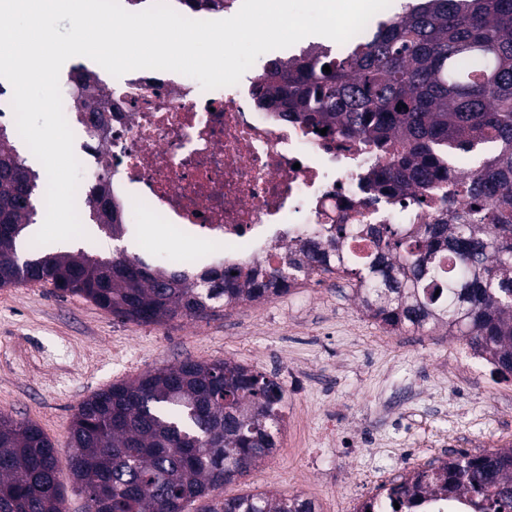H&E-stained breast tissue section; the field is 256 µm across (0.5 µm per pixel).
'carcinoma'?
I'll list each match as a JSON object with an SVG mask.
<instances>
[{
    "mask_svg": "<svg viewBox=\"0 0 512 512\" xmlns=\"http://www.w3.org/2000/svg\"><path fill=\"white\" fill-rule=\"evenodd\" d=\"M329 66L331 72L323 71ZM259 102L276 118L336 130L392 158L366 177L377 195L435 203V224H333L272 266L232 277L153 268L124 250L48 252L31 243L45 182L0 126V288L43 281L132 323L206 318L271 300L298 280L342 271L365 314L397 331L459 334L512 375V0H420L372 36L332 51L315 45L267 65ZM467 156L473 167L457 166ZM112 239L117 208L89 212ZM364 242L367 251L352 249ZM34 263L24 266L21 247ZM285 390L229 360L183 361L116 383L73 415L69 471L88 512H185L277 448ZM469 495L477 512H512V446L460 452L412 470L362 512H403L422 493ZM54 446L35 424L0 414V512H62ZM399 508H394V504ZM208 512H315L299 495L247 494Z\"/></svg>",
    "mask_w": 512,
    "mask_h": 512,
    "instance_id": "obj_1",
    "label": "carcinoma"
}]
</instances>
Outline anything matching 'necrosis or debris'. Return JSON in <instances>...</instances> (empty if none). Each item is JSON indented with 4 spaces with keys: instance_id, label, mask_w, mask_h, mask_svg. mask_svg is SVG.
Returning <instances> with one entry per match:
<instances>
[{
    "instance_id": "obj_1",
    "label": "necrosis or debris",
    "mask_w": 512,
    "mask_h": 512,
    "mask_svg": "<svg viewBox=\"0 0 512 512\" xmlns=\"http://www.w3.org/2000/svg\"><path fill=\"white\" fill-rule=\"evenodd\" d=\"M265 65L258 60L238 84L206 90L177 72L139 69L116 78L75 57L68 81L90 74L99 89L86 108L62 97L82 166L77 207L95 205L101 183L122 222L147 216L194 230L201 249L183 257L191 273L276 263L273 242L292 243L303 224L320 232L343 222L438 220L435 207L366 191L363 176L388 158L356 141L341 144L332 131L274 122L254 95Z\"/></svg>"
}]
</instances>
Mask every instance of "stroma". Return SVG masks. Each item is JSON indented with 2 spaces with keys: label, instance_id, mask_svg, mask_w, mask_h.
<instances>
[{
  "label": "stroma",
  "instance_id": "obj_1",
  "mask_svg": "<svg viewBox=\"0 0 512 512\" xmlns=\"http://www.w3.org/2000/svg\"><path fill=\"white\" fill-rule=\"evenodd\" d=\"M83 226L75 246L93 253L170 249L169 236L147 225L118 242L92 221ZM467 352L458 335L384 329L362 311L353 280L337 274L204 319L140 325L47 283L0 288V413L36 423L63 470L76 408L112 384L186 360L277 374L285 389L278 448L190 512L254 490L303 493L321 512H355L361 497L390 483L392 469L512 445V378ZM376 442L387 457L371 456Z\"/></svg>",
  "mask_w": 512,
  "mask_h": 512
}]
</instances>
